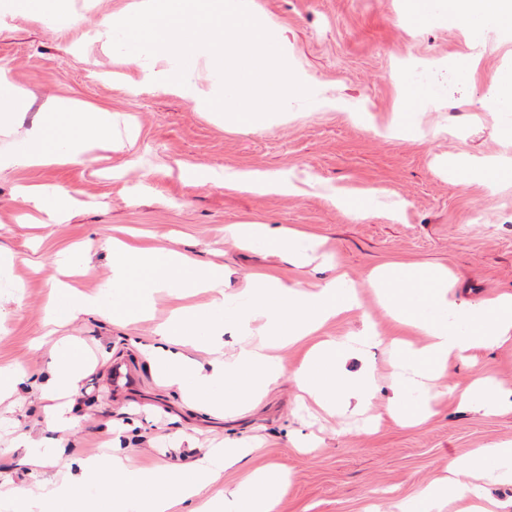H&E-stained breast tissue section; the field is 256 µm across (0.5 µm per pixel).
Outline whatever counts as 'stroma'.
Returning a JSON list of instances; mask_svg holds the SVG:
<instances>
[{"mask_svg": "<svg viewBox=\"0 0 512 512\" xmlns=\"http://www.w3.org/2000/svg\"><path fill=\"white\" fill-rule=\"evenodd\" d=\"M131 0H61L63 15L6 17L0 27V71L26 94L27 112L13 137L0 136V153L37 122L46 95L106 110L132 122L131 146L96 150L76 164L17 166L0 171V248L13 257L18 294H0V368L26 375V403H0V469L15 467V440L25 434L43 447L62 449L55 468L66 473L79 457L102 444L113 429L116 447L149 467L187 463L228 438L258 437L259 451L239 466L205 482L199 497L177 506L194 512L201 501L222 497L255 470L278 466L289 481L276 512H396L445 475L446 464L475 449L512 443V411L484 415L460 406L458 392L475 378L492 376L512 391V344L480 350L454 362L443 378L434 415L403 427L386 413L387 392L367 415L309 414L298 409L293 372L306 344L281 349L287 367L278 384L253 407L223 419L167 384L161 370L137 347L150 341L157 322L171 310L204 303L206 294L183 299L154 297V317L115 325L81 315L54 327L48 322L54 288L49 266L80 244L93 270L74 277L81 290L103 289L111 276L108 242L115 237L142 247L173 248L198 261L224 267L228 292L269 272L307 287L327 271L298 268L261 247L226 242L224 227L245 221L283 225L322 239L338 267L359 284L362 307L323 333L342 336L371 318L386 338L406 336L376 304L367 274L380 264L422 270L447 268L454 295L478 301L512 292V170L494 182L481 177L456 184L439 166L451 156H512V114L494 111L490 88L512 70V30L488 34L473 44L463 27L419 21L413 0H252L288 38L290 65L313 91V99L273 125L228 126L214 113L166 92L144 73L126 66L111 45L97 38L84 18H112ZM471 57L468 79L448 63ZM421 77L443 85L440 98L413 118L401 109L402 85ZM408 120L409 134L389 137L388 123ZM204 165L224 171L277 173L290 190L267 195L224 186L197 185L186 170ZM21 184H51L71 192L75 204L61 224H30L15 198ZM351 206L333 205L336 191ZM397 219H389V211ZM79 343L89 356L74 395L69 428L49 427L40 384L49 352L61 339ZM124 360L137 383L130 395L115 393L107 378ZM191 447L174 449L175 432ZM313 441L294 448V434Z\"/></svg>", "mask_w": 512, "mask_h": 512, "instance_id": "stroma-1", "label": "stroma"}]
</instances>
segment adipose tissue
I'll return each instance as SVG.
<instances>
[{
  "instance_id": "ef3b65f1",
  "label": "adipose tissue",
  "mask_w": 512,
  "mask_h": 512,
  "mask_svg": "<svg viewBox=\"0 0 512 512\" xmlns=\"http://www.w3.org/2000/svg\"><path fill=\"white\" fill-rule=\"evenodd\" d=\"M420 20L464 17L473 42L492 31L512 26V0H416ZM48 109L59 115L55 131L35 124L17 142L12 153L0 156V168L52 166L80 161L94 149L119 150L125 145L114 116L87 112L72 101L52 99ZM204 182L227 185L254 194L283 191L276 174L236 171L221 175L203 169ZM21 202L45 213L50 220L64 221L71 195L57 187H24ZM224 236L241 248L260 244L305 267L320 257L319 243L293 229H271L265 224L240 223L224 227ZM110 296L87 294L65 286L60 290L52 317L68 320L77 314H95L115 324L147 316L152 295L167 292L181 296L195 290L208 292L209 303L178 310L154 331L155 342L142 345V352L163 371L168 383L178 385L195 402L212 409L231 410L265 394L286 370L277 348L300 342L328 322L343 319L361 305L358 284L348 274L300 289L278 276L258 272L243 288L224 292V268L202 265L174 249H137L113 240ZM379 306L396 323L421 336V345L396 341L398 370L388 402L389 415L399 424L416 425L433 414L438 395L434 380L442 377L452 360L470 359L481 349L512 341V293L476 303L456 299L450 293L448 273L377 266L368 276ZM236 336L239 347L224 357L225 335ZM383 339L373 322L339 338L318 340L307 351L294 379L304 406L336 414L367 410L379 390L375 368L366 354ZM210 353L207 366H200L190 350ZM361 358L359 371L347 373L348 358ZM49 389L56 397L49 407V424L67 428L72 422L65 396L75 394L84 375V362L71 346L50 354ZM463 405L474 411L496 413L512 403V396L491 379L474 380L461 395ZM256 444L231 441L199 458L193 469L173 464L164 468L141 467L135 456L121 453L83 459L75 477L42 476L53 464V454L37 443L25 444L24 462L30 476L14 481L0 474V506L22 512H171L181 502L196 497L201 477L232 468L256 451ZM448 475L438 485L423 490L401 512H441L450 498L469 500L467 512H493L483 495L487 482L512 481V444L493 445L450 461ZM97 485L100 493L89 498L82 489ZM282 471L271 468L249 475L223 499L202 504L201 512H274L285 488Z\"/></svg>"
}]
</instances>
